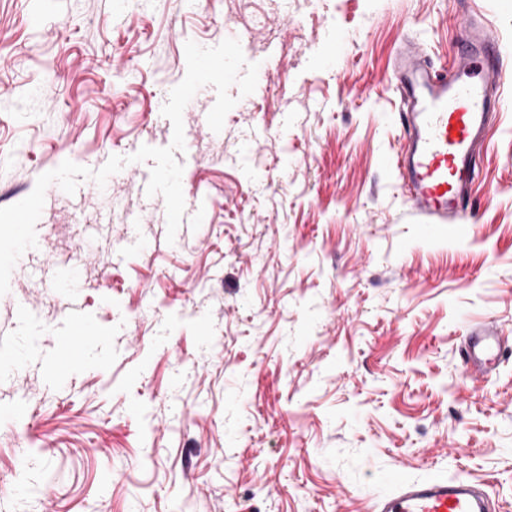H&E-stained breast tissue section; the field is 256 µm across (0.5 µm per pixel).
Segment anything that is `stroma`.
<instances>
[{
  "label": "stroma",
  "instance_id": "obj_1",
  "mask_svg": "<svg viewBox=\"0 0 512 512\" xmlns=\"http://www.w3.org/2000/svg\"><path fill=\"white\" fill-rule=\"evenodd\" d=\"M461 11L506 64L463 235L387 164L391 60L413 37L451 61ZM227 38L257 86L220 132L214 87L184 112L174 242L152 161L46 190L0 296V512H369L399 466L512 512V355L483 382L458 360L471 325L512 332V0H0V208L64 160L169 146L183 42ZM74 309L94 339L58 376Z\"/></svg>",
  "mask_w": 512,
  "mask_h": 512
}]
</instances>
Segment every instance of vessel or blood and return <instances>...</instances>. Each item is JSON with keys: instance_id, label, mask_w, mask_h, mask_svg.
Listing matches in <instances>:
<instances>
[{"instance_id": "1", "label": "vessel or blood", "mask_w": 512, "mask_h": 512, "mask_svg": "<svg viewBox=\"0 0 512 512\" xmlns=\"http://www.w3.org/2000/svg\"><path fill=\"white\" fill-rule=\"evenodd\" d=\"M463 45L448 67L434 69L413 40L397 52L392 78L400 94L401 148L391 164L410 209L428 224L465 225L469 191L480 173L481 151L500 105L504 67L495 42L476 18L464 19ZM89 320L74 313L70 341L51 358L66 372L83 355ZM512 343L494 321L469 329L462 350L465 375L493 376L505 347ZM488 483L432 475L414 479L393 471L373 501L372 512H497Z\"/></svg>"}]
</instances>
